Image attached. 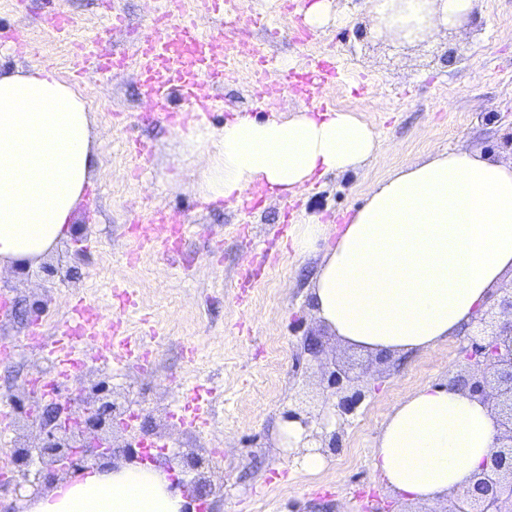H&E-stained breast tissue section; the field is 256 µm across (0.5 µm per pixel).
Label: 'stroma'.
Masks as SVG:
<instances>
[{
	"label": "stroma",
	"instance_id": "1",
	"mask_svg": "<svg viewBox=\"0 0 512 512\" xmlns=\"http://www.w3.org/2000/svg\"><path fill=\"white\" fill-rule=\"evenodd\" d=\"M297 2L287 11L284 0H236L224 20L237 40L271 64L288 59L301 73L322 56L335 57L336 79L317 98L333 110L359 111L378 132L379 146L359 170L327 174L297 197L257 191L248 209L196 198L180 172L197 157L176 126L147 118L135 67L103 73L91 53L77 48L105 30L116 50H132L155 0H114L126 22L113 31L101 0H0V28L18 35L0 45V66H42L73 83L95 114L98 157L70 237L28 272L0 268V283L20 310L0 322V339L23 336L38 317L46 335H57L75 301L108 316L120 304L119 293L128 292L124 321L149 347L151 366L127 363L111 381L113 397H145L136 434L208 458L205 475L217 490L207 497L206 512H374L390 499L371 461L389 410L413 390L463 371L459 351L469 336L461 332L435 349L386 363L343 345L310 303L322 254H298L291 227L345 223L372 184L440 151L463 147L512 162L504 145L512 132V0H478L463 27L440 29L418 44L370 30L366 0H334L348 24L310 32L299 11L306 0ZM52 5L73 17L68 34L43 25ZM243 11L260 15V25L241 20ZM452 49L457 57L451 61ZM228 67L233 76L218 91L222 104L211 111L212 127L237 113L270 116L249 58ZM155 210L191 225V233L171 249L160 241L164 229H157L158 243L129 261L138 239L132 216L147 218ZM76 236L88 244L81 258L73 254ZM308 335L321 337L326 355L371 388L354 419L340 425V449L326 453L317 473L289 456L281 436L282 413L294 405L325 419L334 415L320 362L304 348ZM198 385L207 425H167L171 410ZM216 448L223 457L213 456Z\"/></svg>",
	"mask_w": 512,
	"mask_h": 512
}]
</instances>
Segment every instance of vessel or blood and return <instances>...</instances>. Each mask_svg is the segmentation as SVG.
Wrapping results in <instances>:
<instances>
[{
  "instance_id": "vessel-or-blood-1",
  "label": "vessel or blood",
  "mask_w": 512,
  "mask_h": 512,
  "mask_svg": "<svg viewBox=\"0 0 512 512\" xmlns=\"http://www.w3.org/2000/svg\"><path fill=\"white\" fill-rule=\"evenodd\" d=\"M222 40L219 34L200 33L193 16L180 11L178 0H158L149 30L137 43L134 57L105 48L97 53L96 62L100 71L107 72L136 61L154 116L171 122L178 116L177 110L169 106L172 92H180L189 101L196 98L200 89L223 85L226 72L213 52L214 45ZM255 73L262 97L271 102L276 101L293 79L291 73L284 72L277 82H270L269 64L263 57L256 64ZM89 346L96 349L100 362L105 364L112 363V352L116 349L121 350L126 361H141L145 353L140 338L124 335L116 328L102 330L98 313L79 301L72 306L60 335H41L34 339L23 336L2 342L0 361L15 358L24 347L45 360L65 366L82 359Z\"/></svg>"
}]
</instances>
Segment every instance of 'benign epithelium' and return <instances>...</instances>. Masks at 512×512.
I'll use <instances>...</instances> for the list:
<instances>
[{"mask_svg": "<svg viewBox=\"0 0 512 512\" xmlns=\"http://www.w3.org/2000/svg\"><path fill=\"white\" fill-rule=\"evenodd\" d=\"M492 332L485 342L471 340L462 350L464 359L476 367V372L459 374L449 381L453 387H464L495 418L498 451L488 465L482 466L474 490L459 494L448 512H505L503 503L512 501V318L490 322ZM327 388L339 395L335 415L346 421L354 415L365 399V392L342 365L331 362L326 367ZM81 415L75 422H65L63 407L47 409L39 426L38 442L13 449L16 463H24L28 452H39L37 473L23 476L11 484L15 503L10 512H27L25 503L42 494L43 486L60 476L80 471L96 460L114 458L122 453L129 463L142 461L143 442L127 444L121 450L112 448L110 434L114 426H123L122 408L112 399L111 391L102 386L95 393L82 394ZM283 420L297 424L302 430L299 447L327 448L333 452L341 447L340 432L320 434L311 430L315 417L308 412L288 409ZM181 467L194 474L192 484L196 498H204L207 480L203 472L205 460L194 453L180 455Z\"/></svg>", "mask_w": 512, "mask_h": 512, "instance_id": "obj_1", "label": "benign epithelium"}]
</instances>
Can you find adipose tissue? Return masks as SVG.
<instances>
[{
  "label": "adipose tissue",
  "instance_id": "1",
  "mask_svg": "<svg viewBox=\"0 0 512 512\" xmlns=\"http://www.w3.org/2000/svg\"><path fill=\"white\" fill-rule=\"evenodd\" d=\"M477 0H367L378 29L416 43L469 20ZM94 116L51 69L0 68V264L42 258L66 237L96 166ZM181 136L204 165L197 196L235 206L254 187L297 196L329 173L357 169L378 135L357 113L306 108L285 117L204 119ZM327 247L313 311L341 343L372 354L436 348L465 330L512 277V163L448 150L374 183L347 224L294 227L303 253ZM486 408L445 383L396 403L376 439L373 470L397 497L434 504L465 493L495 450ZM186 499L152 463L90 468L32 512H184Z\"/></svg>",
  "mask_w": 512,
  "mask_h": 512
}]
</instances>
